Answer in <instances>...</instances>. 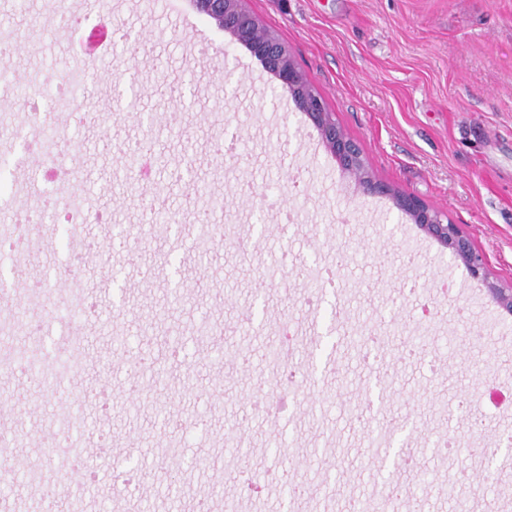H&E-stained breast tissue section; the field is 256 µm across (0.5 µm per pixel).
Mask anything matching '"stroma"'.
<instances>
[{"instance_id":"obj_1","label":"stroma","mask_w":512,"mask_h":512,"mask_svg":"<svg viewBox=\"0 0 512 512\" xmlns=\"http://www.w3.org/2000/svg\"><path fill=\"white\" fill-rule=\"evenodd\" d=\"M275 32L370 172L446 215L512 284V0H246ZM23 51L0 98V225L59 195L62 172L27 146L26 85L46 96L73 66L68 133L88 219L74 240L61 207L17 298L60 291L79 304L85 362L37 386L0 371V432L22 434V473L0 481L14 512H40V489L87 512H348L391 473L418 475L400 512H512V314L389 198L365 194L261 61L192 0H0V31ZM152 158L167 229L147 199L115 193L130 149ZM236 226L247 248L200 239L196 216ZM336 267L338 287L311 272ZM316 321L286 374L267 340ZM208 322L223 343L196 344ZM383 339L350 349L342 327ZM177 336L163 382L141 364L142 331ZM15 346L51 359L60 324ZM123 344H115V337ZM247 347L246 362L224 348ZM247 423L246 447L225 444ZM182 452L169 458L170 440ZM223 462L200 469L199 455ZM251 463L253 489L238 480ZM140 486L123 493L126 479ZM453 486V495L444 487Z\"/></svg>"}]
</instances>
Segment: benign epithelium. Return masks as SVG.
Wrapping results in <instances>:
<instances>
[{"mask_svg": "<svg viewBox=\"0 0 512 512\" xmlns=\"http://www.w3.org/2000/svg\"><path fill=\"white\" fill-rule=\"evenodd\" d=\"M193 4L223 28L231 42L255 49L277 85L291 95L299 111L313 122L329 150L365 193L390 197L395 207L422 231L448 248L472 277L486 284L489 295L500 308L512 314V286L505 287L493 277L484 254L463 235L458 225L444 220L439 211L419 197L395 190L371 174L359 147L326 110L324 102L301 91L303 73L280 40L262 31L257 19L244 8L243 0H193Z\"/></svg>", "mask_w": 512, "mask_h": 512, "instance_id": "7a95c632", "label": "benign epithelium"}]
</instances>
